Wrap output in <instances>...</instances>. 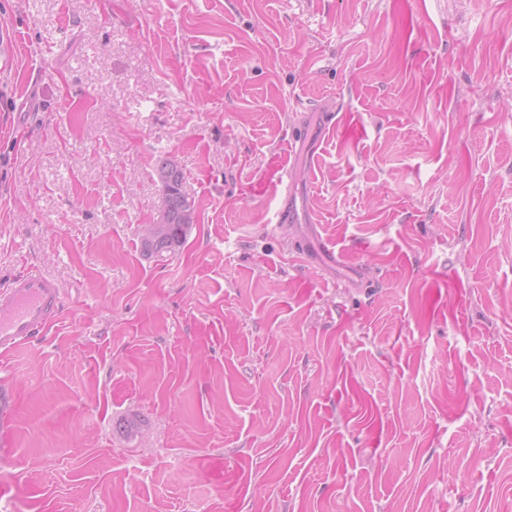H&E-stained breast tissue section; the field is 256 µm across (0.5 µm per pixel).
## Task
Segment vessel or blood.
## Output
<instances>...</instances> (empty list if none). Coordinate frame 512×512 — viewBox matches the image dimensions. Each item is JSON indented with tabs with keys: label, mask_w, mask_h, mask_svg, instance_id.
<instances>
[{
	"label": "vessel or blood",
	"mask_w": 512,
	"mask_h": 512,
	"mask_svg": "<svg viewBox=\"0 0 512 512\" xmlns=\"http://www.w3.org/2000/svg\"><path fill=\"white\" fill-rule=\"evenodd\" d=\"M63 308L64 290L53 278L33 270L13 276L0 288V361L48 335Z\"/></svg>",
	"instance_id": "obj_1"
}]
</instances>
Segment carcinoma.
Here are the masks:
<instances>
[{
  "label": "carcinoma",
  "mask_w": 512,
  "mask_h": 512,
  "mask_svg": "<svg viewBox=\"0 0 512 512\" xmlns=\"http://www.w3.org/2000/svg\"><path fill=\"white\" fill-rule=\"evenodd\" d=\"M156 175L161 184V223L152 239L142 242L143 252L152 256L174 255L184 245L192 225L198 223L195 201L182 190L183 171L169 168L168 156L156 163ZM148 428V421L138 415L126 417L116 423V430L128 436H137Z\"/></svg>",
  "instance_id": "obj_1"
}]
</instances>
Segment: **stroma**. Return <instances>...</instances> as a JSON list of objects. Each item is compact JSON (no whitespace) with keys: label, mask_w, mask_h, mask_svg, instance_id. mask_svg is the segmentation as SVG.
Segmentation results:
<instances>
[{"label":"stroma","mask_w":512,"mask_h":512,"mask_svg":"<svg viewBox=\"0 0 512 512\" xmlns=\"http://www.w3.org/2000/svg\"><path fill=\"white\" fill-rule=\"evenodd\" d=\"M24 267L0 512H512V0H0ZM168 156L160 157L156 163V175L161 184V222L155 225L157 233L152 239L142 240L143 252L147 255H175L184 245L187 233L198 223L195 201L182 190L184 174L182 168L175 172L169 168ZM64 308V289L56 280L27 270L0 289V361L19 346L46 336Z\"/></svg>","instance_id":"35a3bbf8"}]
</instances>
